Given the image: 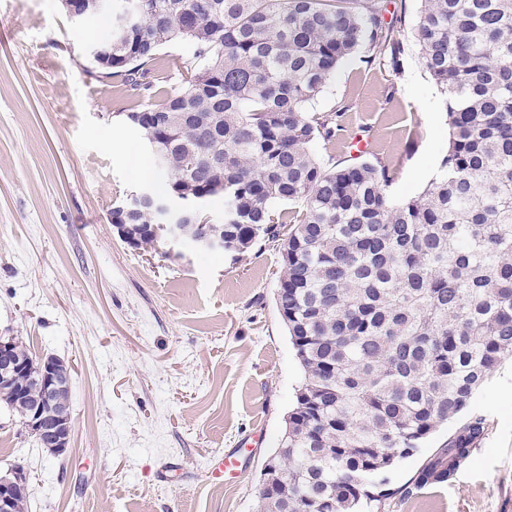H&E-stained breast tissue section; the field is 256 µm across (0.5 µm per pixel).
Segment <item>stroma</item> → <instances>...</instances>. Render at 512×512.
Returning <instances> with one entry per match:
<instances>
[{
  "label": "stroma",
  "instance_id": "1",
  "mask_svg": "<svg viewBox=\"0 0 512 512\" xmlns=\"http://www.w3.org/2000/svg\"><path fill=\"white\" fill-rule=\"evenodd\" d=\"M107 18L84 26L61 0H0V336L18 335L37 358L71 370L67 455L48 454L0 405V472L31 475L27 512H254L262 464L275 450L303 372L274 302L282 257L270 242L244 254L181 243L136 250L109 223L113 206L148 188L129 153L148 151L128 112L142 103L121 78L96 72L93 44ZM399 69L345 61L312 103L335 112L336 137L309 150L325 164H386L391 194L417 196L448 150L445 97L411 29L396 26ZM194 49L165 45L152 76L180 92ZM485 436L447 483L401 500L423 460L447 440L449 420L390 475L385 512H512V362L477 393ZM233 451L224 482L210 476Z\"/></svg>",
  "mask_w": 512,
  "mask_h": 512
}]
</instances>
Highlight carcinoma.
Here are the masks:
<instances>
[{
	"mask_svg": "<svg viewBox=\"0 0 512 512\" xmlns=\"http://www.w3.org/2000/svg\"><path fill=\"white\" fill-rule=\"evenodd\" d=\"M92 58L165 112L154 137L165 194L224 199V253L276 242L275 305L303 370L255 512L379 510L396 463L449 419L466 420L402 498L444 483L485 436L477 391L512 355V0H424L412 26L446 96L448 150L419 195L395 201L380 162L326 166L336 136L308 111L365 43L400 67L379 0H128ZM173 41L194 74L159 103L146 75ZM112 223L159 240L149 206Z\"/></svg>",
	"mask_w": 512,
	"mask_h": 512,
	"instance_id": "1",
	"label": "carcinoma"
}]
</instances>
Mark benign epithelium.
<instances>
[{
  "label": "benign epithelium",
  "mask_w": 512,
  "mask_h": 512,
  "mask_svg": "<svg viewBox=\"0 0 512 512\" xmlns=\"http://www.w3.org/2000/svg\"><path fill=\"white\" fill-rule=\"evenodd\" d=\"M130 203L155 206L162 213L164 237L174 242L186 239L180 220L198 218L196 213L181 211L175 202L154 198L147 188L133 195ZM189 241L198 251H224V236L217 233H198ZM18 344L16 336H0V386L14 392L17 401L26 403L28 414L21 423L28 434L41 443L49 442L50 455L63 456L70 445L72 417L69 404L58 398L63 379L57 361L50 357L23 360L17 353ZM29 488V477L21 465L0 474V512H16L19 502L27 499Z\"/></svg>",
  "instance_id": "1"
}]
</instances>
